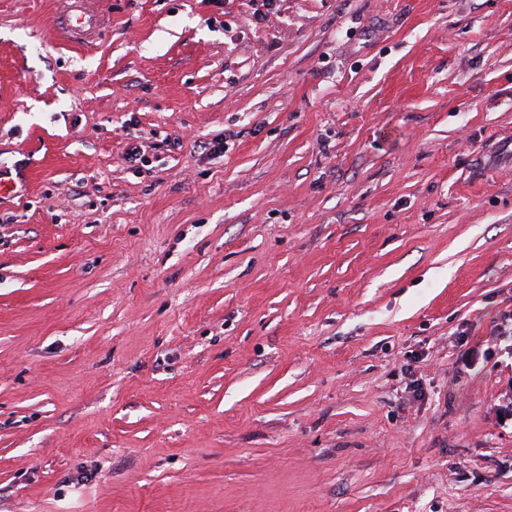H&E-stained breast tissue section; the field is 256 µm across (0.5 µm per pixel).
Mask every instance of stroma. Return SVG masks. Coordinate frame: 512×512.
<instances>
[{
	"label": "stroma",
	"mask_w": 512,
	"mask_h": 512,
	"mask_svg": "<svg viewBox=\"0 0 512 512\" xmlns=\"http://www.w3.org/2000/svg\"><path fill=\"white\" fill-rule=\"evenodd\" d=\"M91 2L0 0V512H512V0ZM66 4L59 27L63 34L75 31L90 34L98 27L99 16L88 7V1L70 0Z\"/></svg>",
	"instance_id": "35a3bbf8"
}]
</instances>
